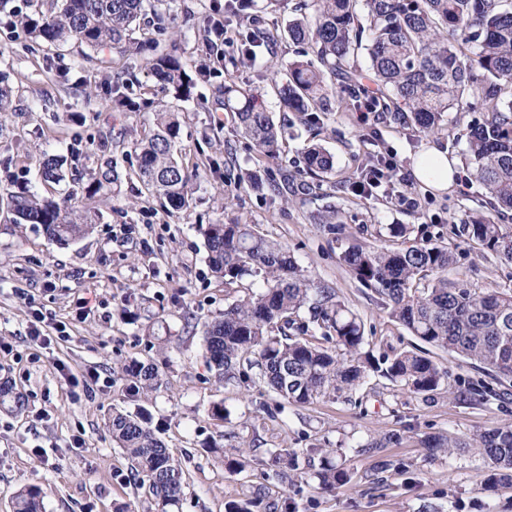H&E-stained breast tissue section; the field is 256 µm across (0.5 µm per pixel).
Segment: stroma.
I'll return each instance as SVG.
<instances>
[{"instance_id": "stroma-1", "label": "stroma", "mask_w": 512, "mask_h": 512, "mask_svg": "<svg viewBox=\"0 0 512 512\" xmlns=\"http://www.w3.org/2000/svg\"><path fill=\"white\" fill-rule=\"evenodd\" d=\"M296 0L277 10L251 0L249 15L271 34L270 53L250 63L238 39L224 43V74L256 88L284 126L288 145L267 167L286 171L293 181L288 205L270 203L241 171L252 168L255 150L237 135L230 113L212 82L197 85L199 101L154 94L156 80L146 66L134 73L148 106L139 112L112 109L102 91L85 97L65 89L50 71L42 50L27 51L21 32L0 27V70L13 90L14 112L0 118V194L14 182H31L44 195L63 197L70 181L42 183L46 156H69L78 149V168L97 170L103 161L94 140L112 137V164L118 180L111 192L91 203L87 221L94 230L66 245L48 240L40 225L23 226L0 211V383L22 395L24 409L0 405V512H12L22 486L43 491V512H156L131 482L130 465L105 427L112 410L137 411L122 369L137 361L153 366L159 388L146 406L151 426L179 461L186 479L184 496L172 512H225L227 503L263 495L266 512H512V486L487 485L488 465L470 448L429 460L424 438L464 439L484 430L512 426V380L500 383V398L475 403L454 400L445 389L414 394L377 375L355 389L305 405L283 403L258 380L218 382L205 363L204 324L248 294L260 292L261 277L247 276L232 287L212 276L203 227L240 222L284 243L312 282L333 289L365 325L374 353L416 350L422 343L392 319L379 297L350 274L343 251L362 244L399 249L403 240L376 236L385 224H404L410 240H429L459 257L449 278L467 274L476 288L512 289V265L457 238L453 225L486 209L481 185L466 176L459 187L436 192L414 176L412 160L432 141L447 145L450 157L465 160L468 125L474 113L457 116L453 135L438 139L403 129L393 114L375 112L360 121L359 104L337 89L321 113L318 137L334 157V172L314 183L304 175L303 152L310 136L301 114L281 109L264 71L285 73L289 62L307 60V45L282 39ZM213 0H174L169 34L188 66L204 59L206 34L199 19ZM161 109L178 111L181 139L177 159L200 164L191 186L192 205L166 210L148 198L130 173L134 144L152 128ZM394 157L407 179L406 201L382 191L364 197L350 182L369 156ZM416 206H408V199ZM336 219L321 224L317 212ZM92 309H85L84 300ZM65 324V338L55 335ZM52 337L37 345L32 328ZM98 371L91 397L72 395L68 375ZM222 405L223 419L210 415ZM82 447H75V438ZM250 443L251 465L230 471L223 449ZM320 448L348 472L336 492L314 490L312 459L292 482L281 481L268 465V453ZM56 459L40 464L36 450ZM389 461L376 471L378 461ZM411 465L403 475L398 463Z\"/></svg>"}]
</instances>
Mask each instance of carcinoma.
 I'll return each mask as SVG.
<instances>
[{
    "label": "carcinoma",
    "instance_id": "cac0c4a2",
    "mask_svg": "<svg viewBox=\"0 0 512 512\" xmlns=\"http://www.w3.org/2000/svg\"><path fill=\"white\" fill-rule=\"evenodd\" d=\"M0 0L6 25L21 29L30 42L68 59L58 70L60 83L87 92L84 78L70 81L73 71L88 72L91 52L104 47L121 58L130 54L131 34L148 15V0H39L44 11L28 13ZM153 23L156 37L148 42L152 55L146 66L160 89L182 101L195 96L201 79L219 77L224 69V34L244 23L241 0H214L200 21L207 33L206 63L187 69L176 42H161L168 27L160 14ZM289 39L307 45L312 60L289 66L288 81L277 87L281 104L313 113L333 92L336 82L348 89L361 87L362 70L355 64L360 51L370 59L383 110L397 114L403 126H415L431 135L442 128L449 112H474L486 117L469 125L467 161L482 184L491 210L467 217L455 235L512 263V228L500 223L512 211V0H301L289 20ZM224 111L234 114L236 131L262 156L273 157L286 144L284 128L250 91L230 80L217 86ZM105 94L111 105L127 112L141 110L144 95L136 76L126 66L113 71ZM8 75L0 72V112H12ZM181 122L175 112H156L155 128L140 142L137 174L145 189L174 210L190 207V185L198 167L188 168L176 158ZM305 173L323 178L332 173L333 157L321 145L304 153ZM66 159L48 156L41 180L56 183L71 177L67 196H42L29 183L16 184L0 198L17 224H39L48 239L67 244L92 231L82 220L87 202L108 192L117 180L112 162L89 176L74 169L67 174ZM288 175L267 168L248 174L251 186L266 191L270 201L288 203L283 183ZM212 275L232 284L245 276H263L262 291L248 295L205 324V358L218 381L247 380L258 370L259 379L274 393L298 405L358 386L378 373L412 393L437 390L448 374L430 358L411 351L384 353L376 358L365 350L364 324L334 292L314 288L288 247L267 239L248 224H209L204 229ZM343 261L353 277L382 297L389 316L422 342L476 363L498 381L512 378V291L480 289L467 280H448L456 254L429 240L393 250L348 247ZM308 310L309 320L300 317ZM320 330L323 346L308 336L309 325ZM279 335H272L273 331ZM133 379L134 396L149 397L158 374L139 362L125 367ZM484 400L497 392L485 381L465 382L448 394ZM112 440L130 461L137 489L159 512L179 504L183 471L164 441L149 426L142 410L115 412L106 421ZM426 458L447 457L455 448H473L482 455L495 484L512 485V426L474 435L468 440L423 441ZM246 446L234 449L228 467L242 471L250 465ZM270 465L281 477L299 469L295 453L270 454ZM317 488L334 491L348 480L346 471L324 457L316 473ZM42 490L25 486L14 496V512H41Z\"/></svg>",
    "mask_w": 512,
    "mask_h": 512
}]
</instances>
